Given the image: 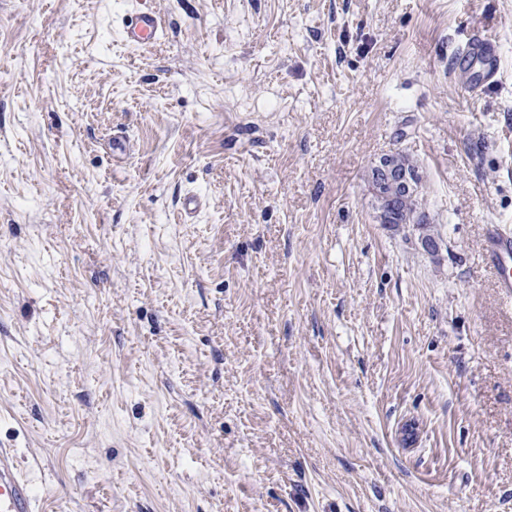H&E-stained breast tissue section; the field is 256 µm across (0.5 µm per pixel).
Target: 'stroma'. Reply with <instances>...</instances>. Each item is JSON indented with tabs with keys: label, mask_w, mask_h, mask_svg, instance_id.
<instances>
[{
	"label": "stroma",
	"mask_w": 512,
	"mask_h": 512,
	"mask_svg": "<svg viewBox=\"0 0 512 512\" xmlns=\"http://www.w3.org/2000/svg\"><path fill=\"white\" fill-rule=\"evenodd\" d=\"M396 152L426 226L377 220ZM489 224L512 0H0V448L39 512H512ZM163 29V18L156 11L134 9L126 14L122 28L123 40L132 48L157 44ZM466 55L477 56L484 63L487 70L496 72L498 69L499 57L496 45L491 40L470 42L465 49ZM388 155L382 157L376 166L375 179L383 185L387 184L410 190L414 181L412 176L406 171L396 170L394 166L386 163Z\"/></svg>",
	"instance_id": "stroma-1"
}]
</instances>
